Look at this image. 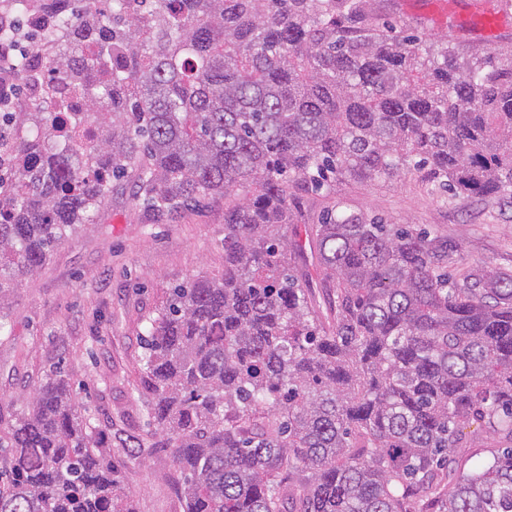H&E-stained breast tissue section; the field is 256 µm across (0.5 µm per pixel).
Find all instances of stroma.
<instances>
[{
  "label": "stroma",
  "instance_id": "stroma-1",
  "mask_svg": "<svg viewBox=\"0 0 512 512\" xmlns=\"http://www.w3.org/2000/svg\"><path fill=\"white\" fill-rule=\"evenodd\" d=\"M373 2L383 19L405 22L423 37L445 38L484 57L512 48V0H476L467 20L488 28L480 41L456 32L448 0ZM135 175L128 169L125 190L103 200L94 223L82 225L8 292L0 309V423L27 411L26 393L62 365L82 415L120 464L137 512H183L173 451L153 445L141 388L143 337L169 288L223 274L224 199L173 222L159 219L133 198ZM303 201L297 227H285V234L307 237L327 212H362L446 235L458 247L452 274L482 266L512 270V206L450 198L413 171L389 181L334 184Z\"/></svg>",
  "mask_w": 512,
  "mask_h": 512
}]
</instances>
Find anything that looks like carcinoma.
I'll return each mask as SVG.
<instances>
[{
  "label": "carcinoma",
  "mask_w": 512,
  "mask_h": 512,
  "mask_svg": "<svg viewBox=\"0 0 512 512\" xmlns=\"http://www.w3.org/2000/svg\"><path fill=\"white\" fill-rule=\"evenodd\" d=\"M9 2L49 13L85 110L0 112L35 131L0 153V304L132 163L159 218L239 197L224 274L169 289L144 339L184 512H512V272L453 277L447 236L360 212L282 233L295 190L405 169L512 204V52L374 24L371 0ZM483 436L500 451L459 472ZM0 448V512H136L60 371Z\"/></svg>",
  "instance_id": "cac0c4a2"
}]
</instances>
